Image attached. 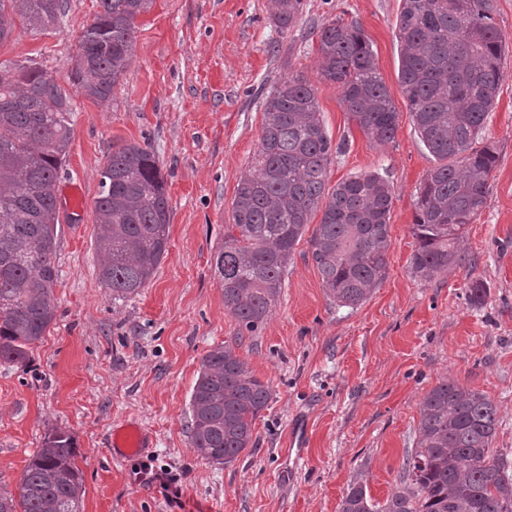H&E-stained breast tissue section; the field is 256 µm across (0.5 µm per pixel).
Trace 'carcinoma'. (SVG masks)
<instances>
[{"label":"carcinoma","mask_w":512,"mask_h":512,"mask_svg":"<svg viewBox=\"0 0 512 512\" xmlns=\"http://www.w3.org/2000/svg\"><path fill=\"white\" fill-rule=\"evenodd\" d=\"M77 40L69 80L108 108L133 59L135 23L154 0H100ZM303 0H273L286 30ZM67 0H0V43L21 23L37 33L60 24ZM496 0H402L396 22L398 77L414 132L436 165L422 179L412 232L413 273L431 281L466 262L465 226L488 206L497 148L482 138L503 81L505 42ZM320 79L366 137L394 140L399 126L362 27L341 19L318 32ZM67 91L32 61L0 64V363L25 366L55 319L59 224L57 181L73 134ZM332 145L314 85L282 80L266 97L253 171L231 203V227L214 255L224 308L253 333L282 290L283 271L311 224L308 239L327 297L354 309L387 275L393 188L365 173L326 191ZM95 248L101 283L112 299L139 294L169 252L170 208L155 154L138 143L112 151L100 172ZM271 399L230 345L201 359L189 398L190 445L227 464L250 446L253 425ZM498 408L482 392L442 382L420 402L419 438L405 464L410 489L381 505L360 481L340 512H512V464L493 448ZM75 438L53 430L22 475L18 494L0 493V512H82L83 474Z\"/></svg>","instance_id":"1"}]
</instances>
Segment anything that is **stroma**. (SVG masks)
<instances>
[{"mask_svg": "<svg viewBox=\"0 0 512 512\" xmlns=\"http://www.w3.org/2000/svg\"><path fill=\"white\" fill-rule=\"evenodd\" d=\"M63 21L43 33L16 27L0 63L30 60L69 86L71 59L99 0H67ZM401 0H303L289 30L271 0H155L136 22L135 54L110 108L72 94L74 132L57 182V312L24 366L0 365V493L16 491L53 428L76 439L83 512H340L351 482L377 502L405 491L404 464L419 437V404L440 381L480 391L498 407L495 448L512 457V52L484 127L499 160L487 208L467 225V261L423 281L410 258L417 190L435 160L418 140L398 81ZM358 23L400 113L394 140L372 143L318 71V36L335 19ZM316 89L332 143L345 150L326 186L377 172L394 190L387 276L356 309L329 300L299 241L281 296L256 332L224 308L214 254L241 176L258 150L264 102L283 78ZM155 154L170 207L169 254L138 295L116 300L98 276L92 208L113 145ZM87 211L71 212L68 184ZM482 282L481 303L468 298ZM232 346L272 397L250 448L232 463L190 446L189 396L202 357ZM140 421L155 465L180 473L178 499L113 461L114 422Z\"/></svg>", "mask_w": 512, "mask_h": 512, "instance_id": "stroma-1", "label": "stroma"}]
</instances>
